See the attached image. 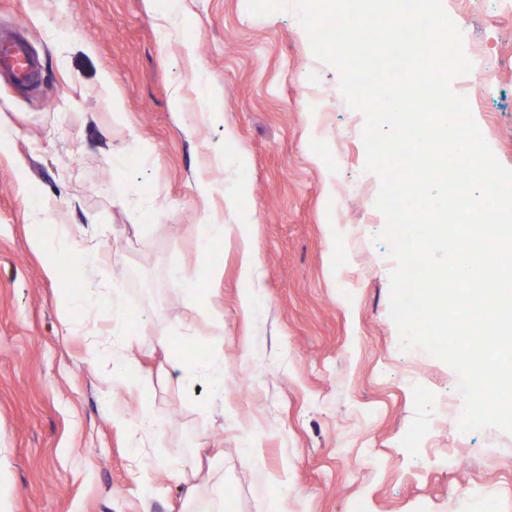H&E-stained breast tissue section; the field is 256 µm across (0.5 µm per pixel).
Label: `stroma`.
I'll use <instances>...</instances> for the list:
<instances>
[{
	"label": "stroma",
	"instance_id": "35a3bbf8",
	"mask_svg": "<svg viewBox=\"0 0 512 512\" xmlns=\"http://www.w3.org/2000/svg\"><path fill=\"white\" fill-rule=\"evenodd\" d=\"M472 68L452 88L495 156L512 168V0H446ZM150 0H0V31L26 37L40 83L20 91L0 76V512H188L181 486L143 480L132 443L104 394L137 415L149 401L163 423L148 462L224 455V512H260L286 479L285 512H512V435L461 432L458 375L420 348L402 349L390 317L395 264L381 240L379 180L365 172V116L334 67L318 61L290 10L264 17L248 0H183V23L161 37ZM218 91L202 97L183 66ZM108 75L123 116L99 86ZM183 97L173 110V91ZM215 113L200 123L201 113ZM199 122L197 133L184 125ZM152 153L141 158L140 144ZM127 164L115 168L112 155ZM223 162H216V153ZM237 171L232 203L201 196L197 175ZM46 206L33 230L29 206ZM255 222L264 311L241 305L237 216ZM228 228L211 254L199 227ZM99 246L92 277L118 289L133 318L130 386L109 387L85 336L106 337L112 310L60 321L59 274L34 233ZM201 277L197 304L167 277ZM224 312L212 343L203 311ZM177 331L169 352L160 327ZM221 352L223 401L189 382L187 361ZM259 371L241 393L239 369ZM260 436L262 471L242 470L243 430ZM454 451L452 462L441 449Z\"/></svg>",
	"mask_w": 512,
	"mask_h": 512
}]
</instances>
